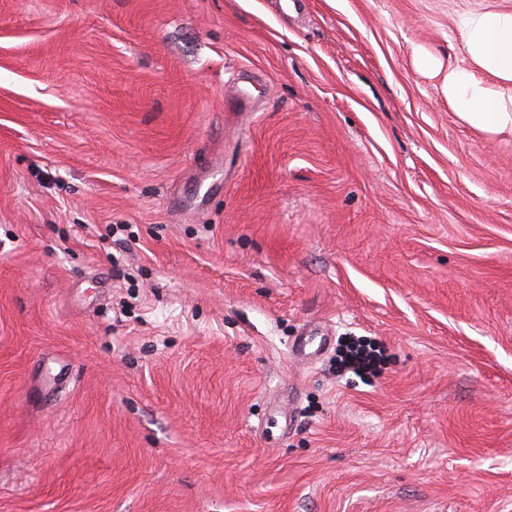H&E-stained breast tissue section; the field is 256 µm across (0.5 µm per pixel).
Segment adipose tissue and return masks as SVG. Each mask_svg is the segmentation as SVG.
Masks as SVG:
<instances>
[{"mask_svg":"<svg viewBox=\"0 0 512 512\" xmlns=\"http://www.w3.org/2000/svg\"><path fill=\"white\" fill-rule=\"evenodd\" d=\"M463 31L470 64L449 65L443 83L448 103L475 128L512 132V11L471 14Z\"/></svg>","mask_w":512,"mask_h":512,"instance_id":"ef3b65f1","label":"adipose tissue"}]
</instances>
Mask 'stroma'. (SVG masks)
<instances>
[{
  "label": "stroma",
  "instance_id": "stroma-1",
  "mask_svg": "<svg viewBox=\"0 0 512 512\" xmlns=\"http://www.w3.org/2000/svg\"><path fill=\"white\" fill-rule=\"evenodd\" d=\"M487 10L0 0V512H512ZM468 67L448 62L443 92L469 125L488 133L512 132V11L469 15L464 20ZM489 76L496 82L482 79Z\"/></svg>",
  "mask_w": 512,
  "mask_h": 512
}]
</instances>
